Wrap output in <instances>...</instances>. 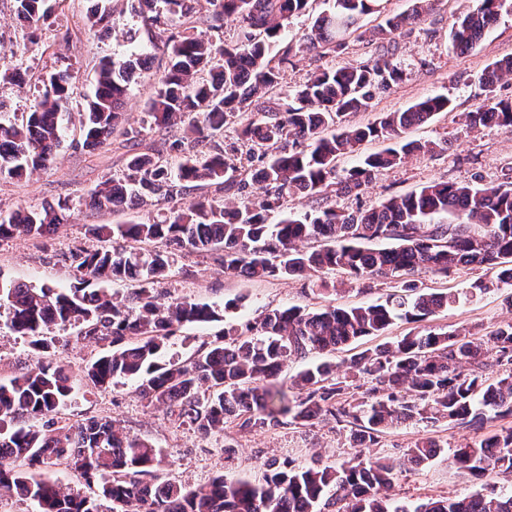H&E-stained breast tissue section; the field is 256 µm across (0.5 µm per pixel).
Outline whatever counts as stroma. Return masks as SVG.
Instances as JSON below:
<instances>
[{
  "mask_svg": "<svg viewBox=\"0 0 512 512\" xmlns=\"http://www.w3.org/2000/svg\"><path fill=\"white\" fill-rule=\"evenodd\" d=\"M472 5L473 0H442L424 24L397 37L395 55L403 70L401 80L390 90L377 94L368 111L350 118L351 123L365 125L382 113L405 109L426 96L443 94L451 99L452 110L411 128L408 135L447 142V150L413 157L380 172L359 199L340 196L336 199L338 206L348 211L365 210L378 205L382 198L405 194L429 182H467L475 173L487 182L501 180L505 167L512 162V131L488 126L468 133L460 125L459 115L475 110L484 100L478 75L491 62L512 54V13L499 18L476 51L462 55L452 46L449 28L454 15ZM105 7L109 12V31L104 34L88 20V0H63L47 21L32 27L18 21L13 0H0V48L7 51L0 59V113L10 120L22 119L39 98L44 81L58 71L68 72L71 78L70 112L84 111L102 59L125 58L146 51L153 60L149 69L139 71L129 86L126 124L140 130L139 150L165 152L166 138L180 136L181 131L176 127L168 131L158 129L148 116V102L167 65L166 35L144 26L136 0H107ZM16 43L21 44V51L10 54V47ZM378 53L376 46L353 40L344 51L321 58L300 55L295 57L293 67L286 70L284 82L294 87L305 82L316 68L365 64ZM80 140L78 129H71L48 168L20 178L0 175L1 215L20 207L38 209L59 201L69 207L67 224L41 243L22 236L0 239V279L67 286L74 279V271L64 263V255L78 246L98 245L87 233L89 225L121 224L168 214L170 206L163 202L122 212L92 207L90 195L102 181L126 174L130 151L116 137L94 150L82 148ZM338 281L333 274L326 275L321 283L297 279L249 281L225 275L209 256L176 254L168 276L155 284L158 291L173 298L205 302L219 310H226L230 301L236 302L237 307L226 310L225 321L179 329L166 341L163 357L186 359L200 345L214 340L225 322L240 323L268 309L318 308L332 301L376 303L389 291L387 284L378 280L368 289L352 283L345 291L332 293L330 287ZM511 318L512 288L505 287L477 294L470 303L450 307L430 318L427 325L442 331L462 325L484 330ZM76 333V328L70 326L50 333V361L74 376L103 351L102 346L78 340ZM37 360L26 340L0 335V381L20 374ZM62 415L72 424L92 416L105 417L124 432L150 439L161 451V473L190 488L207 484L220 473L258 477L263 462L273 457H291L308 463L319 455L324 461L340 463L353 453L344 434L332 422L253 431L230 426L224 433L204 435L162 410L148 408L135 382L127 380L107 389L77 385ZM471 435V430L442 422L428 428L409 423L383 434L379 452L402 462L391 490L393 498L409 504L430 495H464L480 490L482 483H495V476L480 482L467 478L450 464L447 449ZM424 437L435 439L443 447V454L419 465L403 463L404 449Z\"/></svg>",
  "mask_w": 512,
  "mask_h": 512,
  "instance_id": "obj_1",
  "label": "stroma"
}]
</instances>
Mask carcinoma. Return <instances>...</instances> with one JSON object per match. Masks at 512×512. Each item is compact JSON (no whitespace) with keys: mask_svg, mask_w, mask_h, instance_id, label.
<instances>
[{"mask_svg":"<svg viewBox=\"0 0 512 512\" xmlns=\"http://www.w3.org/2000/svg\"><path fill=\"white\" fill-rule=\"evenodd\" d=\"M48 0H15L16 15L35 23L48 15ZM190 0H138L143 21L167 31L173 16L185 15ZM311 0H208L209 28L235 40L217 45L182 31L166 39L168 66L149 102L158 129L183 127L168 149L181 154L175 169L161 154L129 156L127 174L109 178L94 191L97 208L134 209L161 200L184 203L161 220L94 224L103 246L76 248L65 260L79 273L67 288L0 279L5 328L47 353L51 327L73 326L84 340L112 350L91 361L77 379L50 361L0 382V498L17 497L36 512H102L97 499L65 490L34 476V470L63 460L86 483L98 482L110 512H512V427L490 431L456 445L452 464L481 479L502 477L509 487L463 497L426 498L399 504L390 490L397 464L386 455L365 453L386 430L406 423L434 426L442 420L478 432L488 422L512 416V321L480 333L413 330L339 362L330 355L359 340L381 336L396 321L418 323L468 295L426 288L423 275L485 266L495 279L472 289L484 293L512 287V165L502 181H433L410 193L386 198L368 210L345 211L338 195L359 198L376 174L419 155L447 149V143L409 139L406 132L451 109L444 95L424 97L378 122L352 126L347 117L366 111L376 94L402 78L394 58L396 36L427 20L438 0H410L409 10L388 16L372 29L365 17L382 0H329L297 43L279 46L288 20L306 12ZM512 0H476L451 29L455 50L475 51ZM382 45L372 62L316 69L297 88H283L284 69L298 53L319 56L343 50L351 37ZM147 56L105 59L81 114L83 146L94 150L114 133L133 139L122 112L127 83ZM512 79V56L490 63L477 78L484 104L460 114L469 131L512 128V99L497 85ZM71 89L54 75L31 112L20 122L0 121V175L20 177L49 166L65 140L64 116ZM237 112H261L236 139L206 153L190 149L200 138L224 133ZM392 144L365 154L336 180V163L369 140ZM224 188L217 199L204 189ZM304 194L317 207L288 215L276 224L289 194ZM67 203L39 210L18 208L0 218V238L41 239L68 222ZM211 254L224 273L248 280L293 279L339 272L349 283L390 279L394 293L382 303L333 305L309 310L274 308L258 319L232 325L183 362L160 363L164 341L185 324L219 318L207 303L190 298L164 301L146 285L165 277L176 253ZM107 282L132 286L125 297ZM296 376L297 394L288 398L276 380L288 359L312 355ZM369 380L364 392L354 381ZM135 380L149 406L166 408L180 423L204 434L222 433L230 420L240 430L306 427L334 422L348 430L359 449L339 465L315 460H270L262 478L220 474L188 489L159 474L161 453L147 440L130 436L106 418L61 425L60 409L83 380L106 389ZM36 418L39 426L23 424ZM441 445L422 438L404 459L421 464L436 458Z\"/></svg>","mask_w":512,"mask_h":512,"instance_id":"1","label":"carcinoma"}]
</instances>
